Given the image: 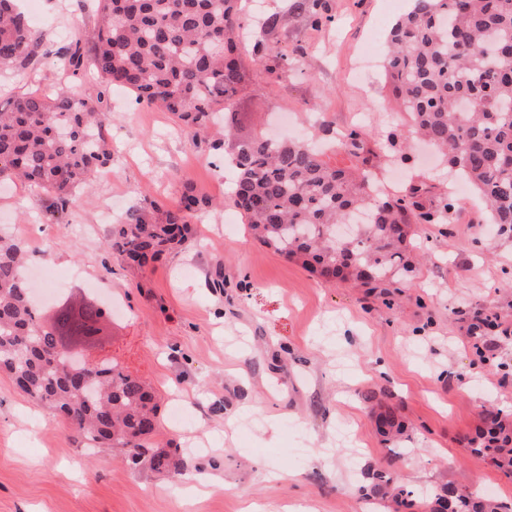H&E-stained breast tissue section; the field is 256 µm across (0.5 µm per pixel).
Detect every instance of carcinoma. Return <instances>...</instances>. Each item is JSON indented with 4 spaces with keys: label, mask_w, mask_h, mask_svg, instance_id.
<instances>
[{
    "label": "carcinoma",
    "mask_w": 512,
    "mask_h": 512,
    "mask_svg": "<svg viewBox=\"0 0 512 512\" xmlns=\"http://www.w3.org/2000/svg\"><path fill=\"white\" fill-rule=\"evenodd\" d=\"M311 25L332 22L328 0H293ZM241 0H98L90 42L77 34L60 54L72 75L85 68L101 90L76 98L61 86L0 107V183L19 181L66 213L75 190L112 164L102 111L111 87L136 103L171 113L195 136L212 137L235 178L229 188L243 223L262 246L297 260L329 284L352 282L387 298L416 266L414 226L446 224L454 203L429 198L420 182L401 194L372 195L366 134L349 129L340 147L362 159L356 173L332 165L325 153L297 138H240L231 123L214 128L244 85L238 54ZM387 79L407 112L413 137L425 139L487 203L500 237H512V0H411L387 32ZM40 40L17 0H0V68H27ZM254 62L276 74L297 59L275 47L257 49ZM212 201L185 194L174 209L143 201L115 224L105 245L112 255L142 267L181 247L190 218ZM26 251L0 234V370L28 398L52 408L88 448H117L132 470L142 465L179 471L176 455L153 447L157 404L142 380L107 364L92 389L79 386L78 363L55 351L57 338L74 335L81 320L104 330L111 307L101 301L65 306L49 326L44 303L24 286ZM379 432L399 437L405 425L388 409ZM472 451L512 472V421L489 412L470 440ZM452 512H498L465 486H454Z\"/></svg>",
    "instance_id": "carcinoma-1"
}]
</instances>
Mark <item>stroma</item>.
I'll use <instances>...</instances> for the list:
<instances>
[{"label": "stroma", "instance_id": "obj_1", "mask_svg": "<svg viewBox=\"0 0 512 512\" xmlns=\"http://www.w3.org/2000/svg\"><path fill=\"white\" fill-rule=\"evenodd\" d=\"M330 3L332 23L315 28L290 0H243L237 133L274 130L288 114L305 127L361 128L377 150L407 131L380 65L383 46L370 42L395 19L387 0ZM95 10L94 0H37L40 62L0 70V105L63 80L76 97L95 96L97 82L64 78L56 54L75 34L91 35ZM272 13L277 26L263 27ZM258 42L306 54L299 68L270 75L253 61ZM369 44L374 66L356 77ZM104 110L112 163L76 190L65 218L19 186L0 192V225L32 254L52 246L51 264L67 277L52 297L91 300L100 284L117 302L91 354L153 387L155 445L176 451L184 472H135L112 449L84 448L66 421L0 371V512H244L250 503L255 512H360L367 500L377 512H406L392 495H362L382 469L417 494L462 484L512 512V474L466 446L483 408L512 415V239L486 233L488 210L475 192L460 194L450 223L417 226L423 259L386 304L326 284L254 241L226 198L223 151L170 113L120 88ZM444 171L424 150L401 165L384 158L378 174L405 185ZM189 190L218 205L196 213L181 250L143 267L105 250L104 205L118 218L146 198L173 206ZM219 272L220 294L211 288ZM479 315L497 324L486 359L469 331ZM389 407L408 426L407 447L377 432Z\"/></svg>", "mask_w": 512, "mask_h": 512}]
</instances>
